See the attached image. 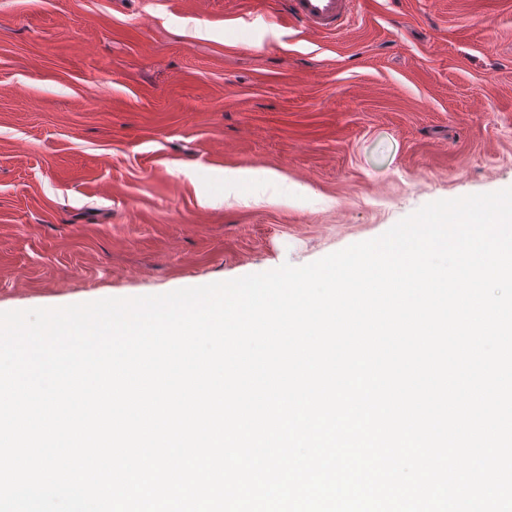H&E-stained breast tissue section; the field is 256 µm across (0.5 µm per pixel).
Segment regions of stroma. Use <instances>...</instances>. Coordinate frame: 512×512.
Returning <instances> with one entry per match:
<instances>
[{
	"instance_id": "stroma-1",
	"label": "stroma",
	"mask_w": 512,
	"mask_h": 512,
	"mask_svg": "<svg viewBox=\"0 0 512 512\" xmlns=\"http://www.w3.org/2000/svg\"><path fill=\"white\" fill-rule=\"evenodd\" d=\"M279 8L0 0V311L302 266L512 187V0H356L335 36Z\"/></svg>"
}]
</instances>
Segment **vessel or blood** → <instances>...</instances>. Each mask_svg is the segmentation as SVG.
<instances>
[{"label": "vessel or blood", "instance_id": "1", "mask_svg": "<svg viewBox=\"0 0 512 512\" xmlns=\"http://www.w3.org/2000/svg\"><path fill=\"white\" fill-rule=\"evenodd\" d=\"M280 19L295 30L335 35L355 21V0H283Z\"/></svg>", "mask_w": 512, "mask_h": 512}]
</instances>
